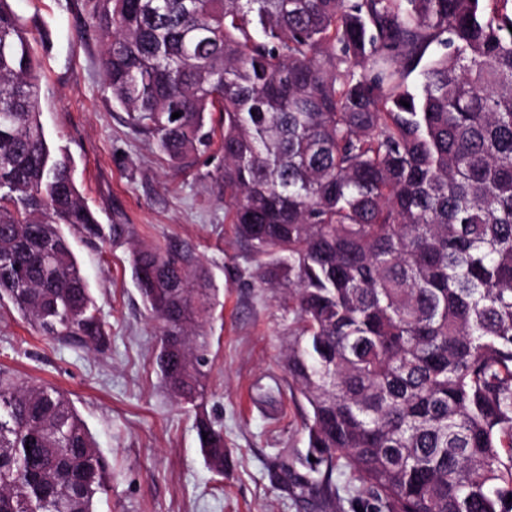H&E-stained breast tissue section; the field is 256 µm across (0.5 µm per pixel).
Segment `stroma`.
Wrapping results in <instances>:
<instances>
[{"instance_id":"obj_1","label":"stroma","mask_w":512,"mask_h":512,"mask_svg":"<svg viewBox=\"0 0 512 512\" xmlns=\"http://www.w3.org/2000/svg\"><path fill=\"white\" fill-rule=\"evenodd\" d=\"M33 32L44 74L41 122L100 223L132 225L138 241L192 251L217 292L204 411L224 432L223 475L205 464L195 412L171 399L153 359L157 328L132 278L127 245L64 228L111 336L108 350L36 332L0 301V372L67 394L112 469L97 512H357L347 476L333 479L332 508L303 492L306 406L288 389L282 353L298 326L284 295L249 277L254 260L234 239L211 176L219 152L172 163L136 133L105 87V50L89 0H14ZM273 389L274 401L261 392ZM287 458L289 480L274 463Z\"/></svg>"}]
</instances>
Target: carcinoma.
I'll return each mask as SVG.
<instances>
[{
    "instance_id": "obj_1",
    "label": "carcinoma",
    "mask_w": 512,
    "mask_h": 512,
    "mask_svg": "<svg viewBox=\"0 0 512 512\" xmlns=\"http://www.w3.org/2000/svg\"><path fill=\"white\" fill-rule=\"evenodd\" d=\"M93 18L112 101L171 161L209 152L220 114L225 217L299 323L301 486L332 498L347 469L368 512H512V0H94ZM34 41L0 0V300L102 352L59 225L131 230L99 224L50 148ZM131 265L160 384L201 408L214 289L170 244ZM196 429L224 474L223 431ZM110 481L63 393L0 375V512H96Z\"/></svg>"
}]
</instances>
